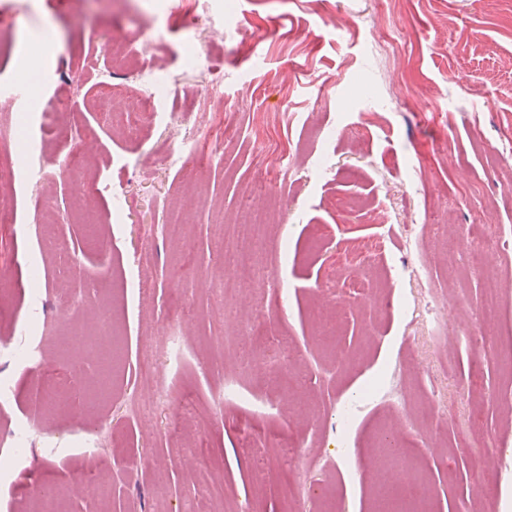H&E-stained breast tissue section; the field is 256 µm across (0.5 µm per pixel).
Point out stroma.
I'll list each match as a JSON object with an SVG mask.
<instances>
[{
    "instance_id": "stroma-1",
    "label": "stroma",
    "mask_w": 512,
    "mask_h": 512,
    "mask_svg": "<svg viewBox=\"0 0 512 512\" xmlns=\"http://www.w3.org/2000/svg\"><path fill=\"white\" fill-rule=\"evenodd\" d=\"M108 38L125 66L89 57ZM145 43L176 86L135 120ZM62 93L83 130L67 143ZM32 157L45 184L18 181L0 223V455L22 425L33 452L0 481V512L47 487L61 512H375L388 432L427 512H512V288L484 319L512 262V8L0 0V164ZM237 241L256 267L233 299L207 283L232 276ZM476 243L490 263L473 265ZM279 339L299 358L271 371ZM381 380L395 394L340 438L337 403Z\"/></svg>"
}]
</instances>
